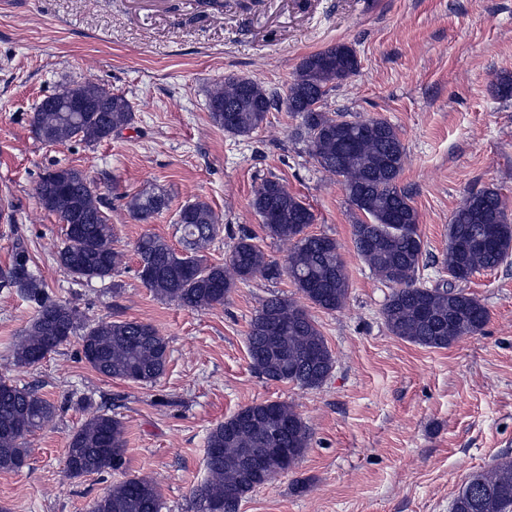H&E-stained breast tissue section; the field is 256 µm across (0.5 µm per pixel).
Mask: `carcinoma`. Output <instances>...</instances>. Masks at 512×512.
Masks as SVG:
<instances>
[{"label": "carcinoma", "mask_w": 512, "mask_h": 512, "mask_svg": "<svg viewBox=\"0 0 512 512\" xmlns=\"http://www.w3.org/2000/svg\"><path fill=\"white\" fill-rule=\"evenodd\" d=\"M354 49L344 43L312 53L299 64L285 98L260 83L229 76L213 84L208 95L212 122L224 132L248 136L260 129L268 112L285 108L301 119L296 137L321 170L342 178L349 201L362 214L352 225L355 249L382 282L392 286L382 315L389 332L426 348H446L481 332L489 311L481 301L451 283L417 284L423 258L419 217L410 196L397 181L404 146L396 128L383 118L348 120L325 110L336 84L358 72ZM134 122L130 101L93 82L61 84L32 113L31 126L47 144L76 137L88 145L112 138ZM79 169L58 167L42 175L36 194L42 207L65 226L66 242L57 263L77 279L112 277L123 254L114 248V226L102 198L87 186ZM162 190L144 191L126 204L141 223L168 207ZM251 206L266 235L290 245L286 265L268 260L255 236L244 233L222 264L207 261L205 251L220 230L219 217L203 201L182 207L178 224L183 251L145 234L135 244L138 276L156 297L190 310L224 304L238 281L256 274L268 280L288 273L300 298L273 294L251 320L247 333L252 367L265 379L317 389L330 376L334 357L302 301L327 312L341 309L348 278L336 240L307 235L315 215L286 185L265 178ZM512 253V218L501 193L484 189L468 195L448 224V272L467 281L492 270ZM0 288H14L37 306L33 322L14 347V360L34 366L65 342L80 325L77 307L52 300L29 268L19 247L11 265L0 271ZM84 360L99 374L152 384L165 372L168 342L157 329L139 321H100L81 335ZM58 408L30 387L0 379V470L17 471L29 457L27 437L49 426ZM310 432L287 403L266 401L247 406L213 428L207 437V479L192 490L196 512H240L243 499L292 469L309 447ZM249 448H286L288 461L277 457L257 471L245 461ZM125 452L123 422L95 411L69 439L66 468L74 477L120 468ZM161 494L147 477H130L94 501L90 512H161ZM451 512H512V459L502 458L487 470L472 473L452 501Z\"/></svg>", "instance_id": "carcinoma-1"}]
</instances>
